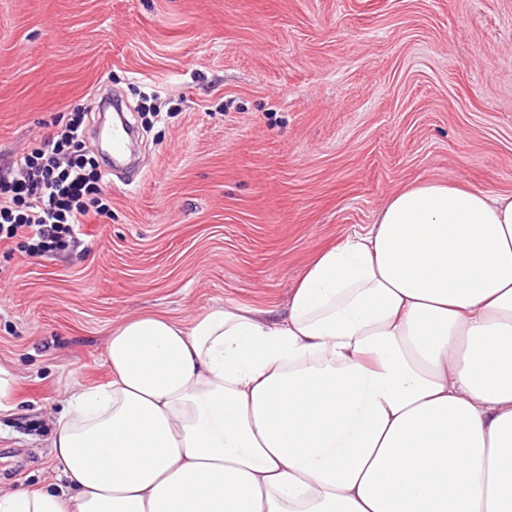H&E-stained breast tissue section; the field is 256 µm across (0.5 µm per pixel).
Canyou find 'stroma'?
I'll return each instance as SVG.
<instances>
[{
  "instance_id": "1",
  "label": "stroma",
  "mask_w": 512,
  "mask_h": 512,
  "mask_svg": "<svg viewBox=\"0 0 512 512\" xmlns=\"http://www.w3.org/2000/svg\"><path fill=\"white\" fill-rule=\"evenodd\" d=\"M104 89L142 159L104 173L111 217L45 257L0 247V489L55 484L64 384L106 381L121 321L281 315L394 192L512 194V0H0V169L77 108L95 145ZM18 386V378L12 367L0 362V416L15 410Z\"/></svg>"
}]
</instances>
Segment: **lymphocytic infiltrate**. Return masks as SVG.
I'll return each mask as SVG.
<instances>
[{
	"mask_svg": "<svg viewBox=\"0 0 512 512\" xmlns=\"http://www.w3.org/2000/svg\"><path fill=\"white\" fill-rule=\"evenodd\" d=\"M85 117L72 112L0 172V242L23 241L43 257L76 241L82 218L110 216L98 159L84 144Z\"/></svg>",
	"mask_w": 512,
	"mask_h": 512,
	"instance_id": "f902f5d3",
	"label": "lymphocytic infiltrate"
}]
</instances>
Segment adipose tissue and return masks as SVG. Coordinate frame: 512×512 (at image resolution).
<instances>
[{
	"instance_id": "ef3b65f1",
	"label": "adipose tissue",
	"mask_w": 512,
	"mask_h": 512,
	"mask_svg": "<svg viewBox=\"0 0 512 512\" xmlns=\"http://www.w3.org/2000/svg\"><path fill=\"white\" fill-rule=\"evenodd\" d=\"M63 481L0 512H512V195L424 180L320 251L284 315L112 329Z\"/></svg>"
}]
</instances>
